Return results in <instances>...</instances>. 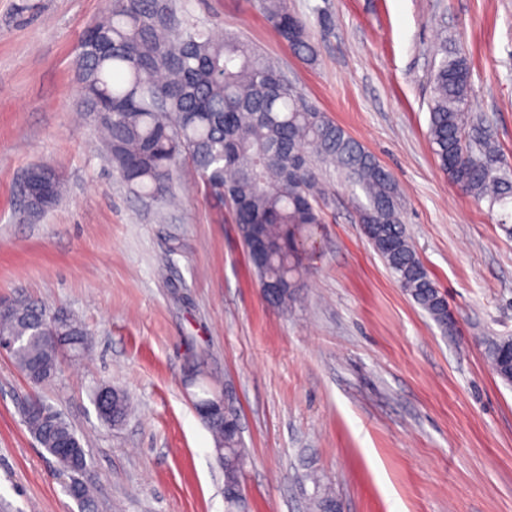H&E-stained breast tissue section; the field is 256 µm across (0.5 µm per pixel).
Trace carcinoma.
Returning a JSON list of instances; mask_svg holds the SVG:
<instances>
[{"label": "carcinoma", "mask_w": 512, "mask_h": 512, "mask_svg": "<svg viewBox=\"0 0 512 512\" xmlns=\"http://www.w3.org/2000/svg\"><path fill=\"white\" fill-rule=\"evenodd\" d=\"M275 34L295 54L311 59L314 46L305 21L287 0H258ZM432 75L428 135L439 168L464 194L490 205L512 202V182L497 170L499 150L487 135L470 139L479 120L468 112L470 71L466 60L448 55L443 40ZM76 69L84 111L95 116L113 169L138 197L166 205L175 197L174 172L183 160L197 169L210 192L229 201L248 259L262 282L281 287L267 297L286 310L296 300L306 272L310 236L322 223V191L311 157L328 162L359 187L367 204L359 221L364 235L391 275L442 329L448 301L425 268L402 222L390 172L327 113L294 88L262 53L237 36L217 37L179 18L169 0H107L102 18L84 31ZM51 203L35 204V219L55 207L63 180L56 170ZM50 311L26 304L0 317V335L15 338L10 352L36 388L53 384L61 350L89 351V333L66 315L64 338L53 345ZM492 371L512 383V337L485 340ZM127 394L113 389L102 420L126 418ZM36 442L69 475L66 493L83 487L87 451L66 419L36 395L23 411ZM223 452L224 482H236L246 450L221 423L209 424Z\"/></svg>", "instance_id": "obj_1"}]
</instances>
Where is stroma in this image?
<instances>
[{"label": "stroma", "mask_w": 512, "mask_h": 512, "mask_svg": "<svg viewBox=\"0 0 512 512\" xmlns=\"http://www.w3.org/2000/svg\"><path fill=\"white\" fill-rule=\"evenodd\" d=\"M106 0H0V299L77 313L92 333L43 389L89 454L92 512H228L189 369L226 395L246 448L245 512H512V386L485 338L512 336V234L501 208L459 192L429 137L440 39L470 69L482 115L512 171V0H288L314 60L276 37L256 0H176L234 33L393 176L411 243L448 299L439 326L365 237L364 193L331 167L323 224L292 309L269 305L228 202L191 162L177 208L134 196L81 105L75 56ZM48 166L63 197L24 218L19 184ZM134 410L105 425L94 395ZM32 385L0 354V512H79L65 477L22 420Z\"/></svg>", "instance_id": "obj_1"}]
</instances>
